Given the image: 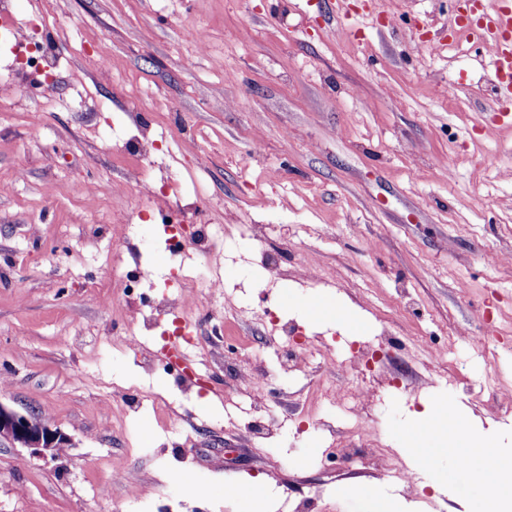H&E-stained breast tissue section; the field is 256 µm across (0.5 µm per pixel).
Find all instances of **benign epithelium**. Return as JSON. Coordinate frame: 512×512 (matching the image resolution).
Returning <instances> with one entry per match:
<instances>
[{"label":"benign epithelium","instance_id":"obj_1","mask_svg":"<svg viewBox=\"0 0 512 512\" xmlns=\"http://www.w3.org/2000/svg\"><path fill=\"white\" fill-rule=\"evenodd\" d=\"M7 442L29 450L34 457L54 454L69 439L41 415L20 412L0 403V444Z\"/></svg>","mask_w":512,"mask_h":512}]
</instances>
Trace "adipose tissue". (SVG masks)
<instances>
[{"mask_svg":"<svg viewBox=\"0 0 512 512\" xmlns=\"http://www.w3.org/2000/svg\"><path fill=\"white\" fill-rule=\"evenodd\" d=\"M403 441L414 468L433 469L442 458L459 463V470L433 478L437 492L454 493L463 472L472 486L469 512H512V448L502 447L496 431L476 429L468 415L431 406L405 430Z\"/></svg>","mask_w":512,"mask_h":512,"instance_id":"ef3b65f1","label":"adipose tissue"}]
</instances>
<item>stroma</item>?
<instances>
[{"mask_svg":"<svg viewBox=\"0 0 512 512\" xmlns=\"http://www.w3.org/2000/svg\"><path fill=\"white\" fill-rule=\"evenodd\" d=\"M46 25L63 52L54 86L22 99L0 81V403L45 414L71 443L55 457L0 445V512H241L228 487L265 482L272 512H370L371 491L464 512L471 485L438 494L395 478L412 412L452 398L512 425V97L497 96L490 60L449 0H10ZM204 39H197L195 29ZM152 114L169 152L153 175L183 176L184 205L206 200L217 250L188 252L195 282L220 277L188 310L205 334L171 363L161 328L145 329L112 278L135 253L163 291L175 272L161 225L133 219L124 195L75 194L83 182L127 183L113 130ZM262 149L252 153L254 138ZM308 281L272 280L247 225ZM110 296L109 304L99 296ZM317 299L352 323L314 324ZM315 348L308 370L280 372L270 315ZM388 331L400 351L375 371H403L378 391L373 448L392 473L325 463L316 372L347 368L318 346ZM492 332L474 351L470 337ZM268 380L277 429L254 436L253 389Z\"/></svg>","mask_w":512,"mask_h":512,"instance_id":"35a3bbf8","label":"stroma"}]
</instances>
